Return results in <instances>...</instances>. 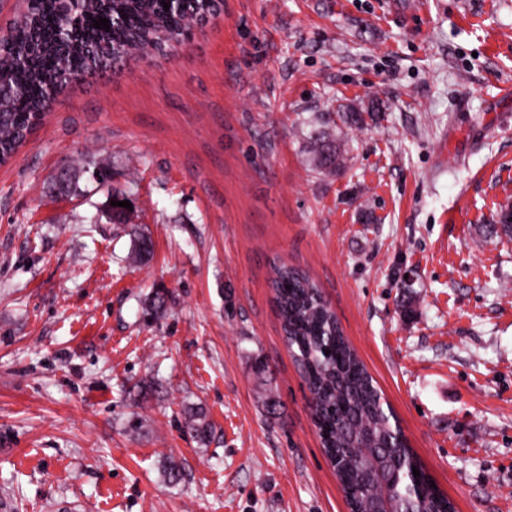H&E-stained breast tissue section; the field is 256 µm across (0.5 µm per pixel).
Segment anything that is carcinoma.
<instances>
[{"mask_svg":"<svg viewBox=\"0 0 512 512\" xmlns=\"http://www.w3.org/2000/svg\"><path fill=\"white\" fill-rule=\"evenodd\" d=\"M169 4L164 10L161 2ZM219 9L203 0H86L78 4L80 20L70 24L71 7L63 0H32L13 28L11 41L0 47V163L7 162L32 132L35 114L49 108L58 93L85 73L118 59L162 54L171 41L183 43V20L199 19ZM109 30L93 27L99 17ZM69 30L62 40L59 32ZM315 166L340 165V146L324 136L314 141ZM100 185L111 181L104 166L71 171L61 194L75 193L82 174ZM288 347L300 366L308 390L313 420L324 452L336 471L351 512H454L451 501L420 469L364 363L343 336L335 313L322 291L303 270L278 266L271 282ZM187 429L199 440L212 428L206 412L191 410ZM379 462L390 470L419 469V494L402 486L371 483L368 470Z\"/></svg>","mask_w":512,"mask_h":512,"instance_id":"obj_1","label":"carcinoma"}]
</instances>
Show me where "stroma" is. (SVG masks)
<instances>
[{
	"mask_svg": "<svg viewBox=\"0 0 512 512\" xmlns=\"http://www.w3.org/2000/svg\"><path fill=\"white\" fill-rule=\"evenodd\" d=\"M375 98L363 128L339 120ZM319 134L345 166L316 170ZM88 161L110 186L56 195ZM507 202L512 0H224L170 54L85 75L0 166V512H349L282 264L456 512H512ZM186 427L200 441H207L212 432L211 423L202 408L187 413Z\"/></svg>",
	"mask_w": 512,
	"mask_h": 512,
	"instance_id": "obj_1",
	"label": "stroma"
}]
</instances>
